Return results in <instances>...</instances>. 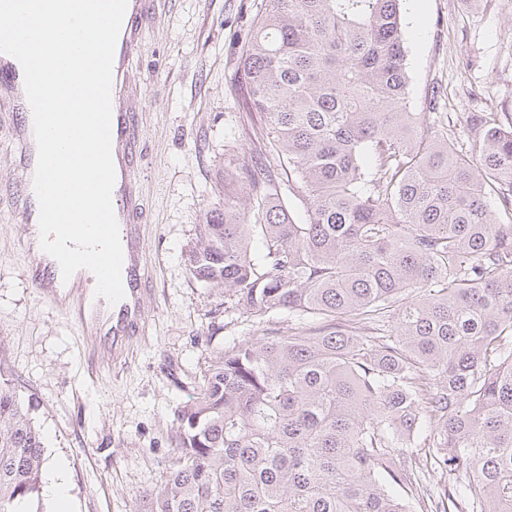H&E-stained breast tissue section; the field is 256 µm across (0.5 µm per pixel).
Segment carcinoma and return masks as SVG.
Returning a JSON list of instances; mask_svg holds the SVG:
<instances>
[{
    "instance_id": "1",
    "label": "carcinoma",
    "mask_w": 512,
    "mask_h": 512,
    "mask_svg": "<svg viewBox=\"0 0 512 512\" xmlns=\"http://www.w3.org/2000/svg\"><path fill=\"white\" fill-rule=\"evenodd\" d=\"M404 2L256 16L237 74L263 149L224 172L187 269L242 315L314 327L210 351L135 512H512V117L472 114L463 153L412 111ZM45 463L0 376V512H45Z\"/></svg>"
}]
</instances>
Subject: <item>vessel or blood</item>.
Here are the masks:
<instances>
[{"label":"vessel or blood","instance_id":"1","mask_svg":"<svg viewBox=\"0 0 512 512\" xmlns=\"http://www.w3.org/2000/svg\"><path fill=\"white\" fill-rule=\"evenodd\" d=\"M150 4L151 0H128L113 64L112 155L116 183L112 203L124 253L122 281L125 296L109 306L103 298L92 294H71L62 279L58 262L43 254L35 256L32 269V279L39 292L54 302L67 305L69 313L74 314L84 334L98 336L100 345L112 349L116 354L127 349L142 334L147 320L145 297L152 282L146 239L139 224L140 134L137 114L129 108L122 96L129 63L141 46L143 24ZM23 82V72L14 71L11 77L0 80V94L6 95L9 104L27 115L31 112L27 98L17 92ZM14 136L24 150V173L19 180L21 205L16 216L20 223L30 229L37 226L39 218L38 200L30 187L37 153L32 130L27 123H20Z\"/></svg>","mask_w":512,"mask_h":512}]
</instances>
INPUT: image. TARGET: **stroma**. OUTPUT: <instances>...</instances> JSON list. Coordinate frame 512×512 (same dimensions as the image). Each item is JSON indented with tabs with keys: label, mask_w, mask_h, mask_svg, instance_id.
<instances>
[{
	"label": "stroma",
	"mask_w": 512,
	"mask_h": 512,
	"mask_svg": "<svg viewBox=\"0 0 512 512\" xmlns=\"http://www.w3.org/2000/svg\"><path fill=\"white\" fill-rule=\"evenodd\" d=\"M261 9V0H156V18L144 25L129 98L140 122L153 291L144 334L121 356L99 352L96 369L88 367L91 337L28 274L33 253L12 217L20 114L0 106V373L42 434L43 479L63 466L71 512H134L164 480L176 412L202 383L210 350L230 336L299 327L284 311L240 315L186 267L228 159L261 148L252 130L263 117L244 111L234 87L242 41ZM403 16L411 107L446 119L449 139L469 151L471 113H512V0H406ZM214 318L222 328L213 334Z\"/></svg>",
	"instance_id": "35a3bbf8"
}]
</instances>
